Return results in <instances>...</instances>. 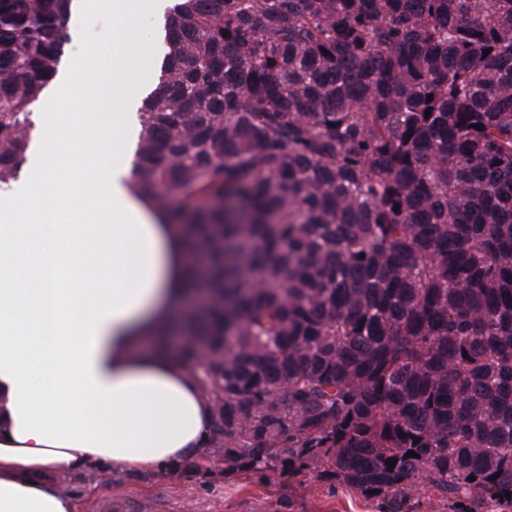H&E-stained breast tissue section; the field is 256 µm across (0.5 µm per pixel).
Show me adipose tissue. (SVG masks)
<instances>
[{
  "instance_id": "obj_1",
  "label": "adipose tissue",
  "mask_w": 512,
  "mask_h": 512,
  "mask_svg": "<svg viewBox=\"0 0 512 512\" xmlns=\"http://www.w3.org/2000/svg\"><path fill=\"white\" fill-rule=\"evenodd\" d=\"M163 0H77L113 21ZM103 61L88 112H42L24 179L0 197V512H77L52 489L93 465L133 473L197 455L211 411L158 347L185 301L181 235L132 196L143 88Z\"/></svg>"
}]
</instances>
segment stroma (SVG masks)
Returning <instances> with one entry per match:
<instances>
[{
  "mask_svg": "<svg viewBox=\"0 0 512 512\" xmlns=\"http://www.w3.org/2000/svg\"><path fill=\"white\" fill-rule=\"evenodd\" d=\"M157 25L156 17L145 14L123 25L99 14L87 20L80 35L85 47L102 56L122 55L126 69L121 77L127 80L139 58L150 52L148 33ZM56 488L78 501L79 512H106L107 503L119 497L160 500L162 512H453L425 484L409 487L393 501L313 470L254 473L228 469L221 461L199 466L191 459L134 475L96 467L58 479Z\"/></svg>",
  "mask_w": 512,
  "mask_h": 512,
  "instance_id": "35a3bbf8",
  "label": "stroma"
}]
</instances>
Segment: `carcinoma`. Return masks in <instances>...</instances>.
Listing matches in <instances>:
<instances>
[{"instance_id": "carcinoma-1", "label": "carcinoma", "mask_w": 512, "mask_h": 512, "mask_svg": "<svg viewBox=\"0 0 512 512\" xmlns=\"http://www.w3.org/2000/svg\"><path fill=\"white\" fill-rule=\"evenodd\" d=\"M72 2L0 0V190ZM172 2L129 191L207 298L206 447L511 507L512 0Z\"/></svg>"}]
</instances>
